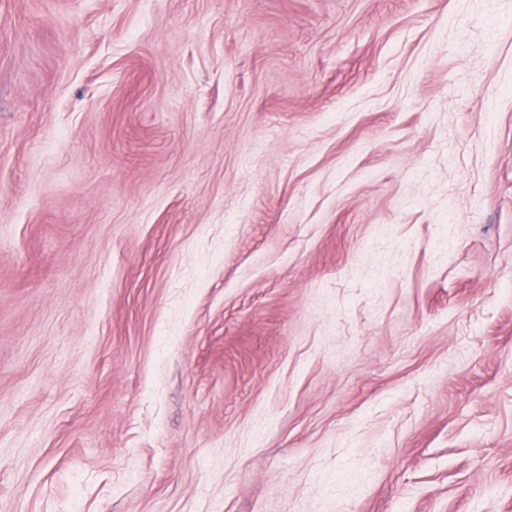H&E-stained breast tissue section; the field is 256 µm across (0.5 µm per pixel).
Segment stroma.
I'll use <instances>...</instances> for the list:
<instances>
[{
  "label": "stroma",
  "instance_id": "stroma-1",
  "mask_svg": "<svg viewBox=\"0 0 512 512\" xmlns=\"http://www.w3.org/2000/svg\"><path fill=\"white\" fill-rule=\"evenodd\" d=\"M0 512H512V0H0Z\"/></svg>",
  "mask_w": 512,
  "mask_h": 512
}]
</instances>
